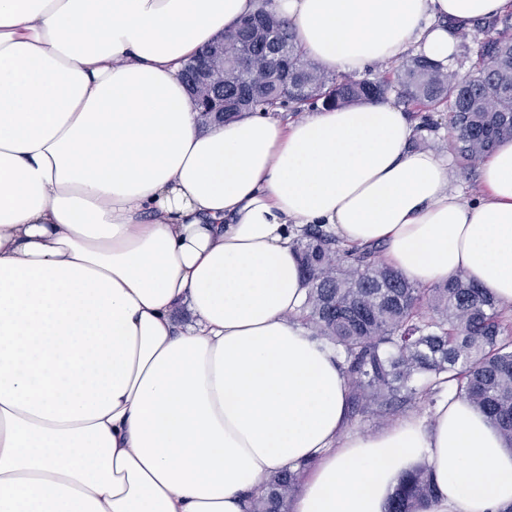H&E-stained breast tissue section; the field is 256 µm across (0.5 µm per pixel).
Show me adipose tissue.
I'll return each mask as SVG.
<instances>
[{
	"label": "adipose tissue",
	"mask_w": 512,
	"mask_h": 512,
	"mask_svg": "<svg viewBox=\"0 0 512 512\" xmlns=\"http://www.w3.org/2000/svg\"><path fill=\"white\" fill-rule=\"evenodd\" d=\"M257 0H0V512H248L310 462L291 512L512 505V451L466 402L347 428L346 376L309 336L293 240L383 244L408 280L463 272L512 307V142L478 201L384 101L200 131L181 79ZM305 54L359 73L512 0H272ZM188 307L191 324L174 312ZM436 497L432 469L419 466L401 479L387 502L385 512H423Z\"/></svg>",
	"instance_id": "ef3b65f1"
}]
</instances>
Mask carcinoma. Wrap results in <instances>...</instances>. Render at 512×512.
<instances>
[{"label": "carcinoma", "mask_w": 512, "mask_h": 512, "mask_svg": "<svg viewBox=\"0 0 512 512\" xmlns=\"http://www.w3.org/2000/svg\"><path fill=\"white\" fill-rule=\"evenodd\" d=\"M269 2L259 0L248 15L251 26L225 34L224 62L190 90L201 125L219 122L202 100L221 89L231 105L224 118L232 119L290 104L368 103L396 86L408 104L448 112L456 163L464 171L512 140V13L482 22L487 38L470 75L458 78L415 57L374 81H356L307 57ZM271 36L284 50L285 67L262 55ZM293 245L307 285L301 321L342 358L350 422L392 420L425 400L432 406L446 383L512 450V311L463 272L419 286L385 264L381 247H346L321 224L302 229ZM310 466L275 474L254 498L252 512H288ZM436 497L432 469L419 466L401 479L385 512H423Z\"/></svg>", "instance_id": "carcinoma-1"}]
</instances>
